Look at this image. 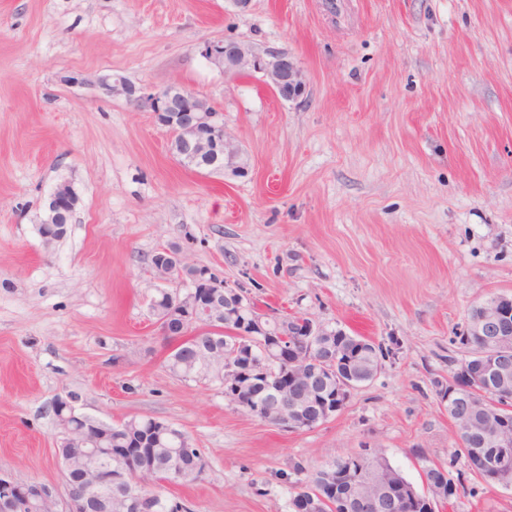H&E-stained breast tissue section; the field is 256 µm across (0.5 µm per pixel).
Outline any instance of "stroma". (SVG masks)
<instances>
[{"label": "stroma", "mask_w": 512, "mask_h": 512, "mask_svg": "<svg viewBox=\"0 0 512 512\" xmlns=\"http://www.w3.org/2000/svg\"><path fill=\"white\" fill-rule=\"evenodd\" d=\"M287 49L308 95L282 101L200 55ZM190 88L223 110L236 168L183 166L153 112L100 80ZM67 182L61 241L40 223ZM176 245L257 309L392 351L311 430L286 431L167 368L151 257ZM512 296V0H0V472L67 496L52 411L152 417L203 474L161 491L192 512H292L301 463L379 450L439 512H512V488L457 455L438 394L468 358L470 310ZM303 471V472H304ZM78 203V195L71 184L64 182L59 184L50 196L46 218L38 225V233L46 243H52L60 229L56 224L62 225L59 239L67 233V224H62L63 219L70 218Z\"/></svg>", "instance_id": "1"}]
</instances>
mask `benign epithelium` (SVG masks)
<instances>
[{"instance_id": "7a95c632", "label": "benign epithelium", "mask_w": 512, "mask_h": 512, "mask_svg": "<svg viewBox=\"0 0 512 512\" xmlns=\"http://www.w3.org/2000/svg\"><path fill=\"white\" fill-rule=\"evenodd\" d=\"M200 55L224 73L238 78L248 76L265 85L277 98L294 101L303 97L307 84L303 71L285 49L258 48L250 43L232 39L210 40L203 43ZM119 86L126 98L154 112L159 124L170 133V144L179 157L190 161L202 155L231 156L235 147L224 125V112L193 90L169 86L163 89L136 87L119 79L102 83L107 91ZM78 195L71 184H59L50 196L46 218L38 225V233L51 243L60 231L57 224L72 216ZM158 278L174 281L178 272L188 266L178 250L163 248L151 262ZM169 309L184 317L199 312L224 316L226 320H240V335L246 338L235 346L230 360L224 366V399L231 405L250 410L281 429L299 430L303 420L290 414L305 399L314 394L320 381L336 379V394L325 401L321 418H329L348 402L352 391L368 383L367 375L354 361L350 349L331 343V327L313 320L296 321L290 335L297 342L286 343V338L275 335L271 317L253 312L242 296L224 285V280L212 270L194 276L185 288L169 293ZM477 323L480 332L492 337V347H500L512 335V296L498 295L478 307ZM258 342L262 345L264 360L257 362L247 349ZM282 366L280 374L267 372V363ZM79 399L65 393L52 405L57 410L64 405L68 415H55L61 433V443L86 447L88 441L70 427L73 418L83 420L78 411ZM112 498V469L95 468L85 475L81 484L69 488L64 507H59L57 489L51 485H37L27 490V483L0 475V512H89L90 504L99 497ZM392 504L380 490L361 491L354 499L353 512H388Z\"/></svg>"}]
</instances>
